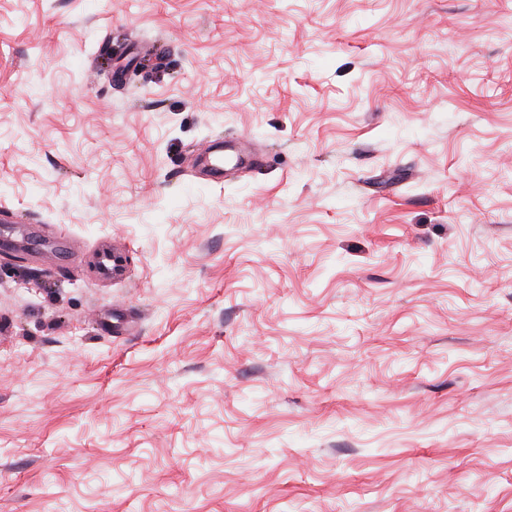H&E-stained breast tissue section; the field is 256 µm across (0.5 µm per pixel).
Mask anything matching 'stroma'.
Wrapping results in <instances>:
<instances>
[{
    "label": "stroma",
    "instance_id": "stroma-1",
    "mask_svg": "<svg viewBox=\"0 0 512 512\" xmlns=\"http://www.w3.org/2000/svg\"><path fill=\"white\" fill-rule=\"evenodd\" d=\"M1 206L0 512H512V0H0ZM17 226H5L0 229V246L4 249L25 248L33 252H57L66 246L64 238L49 241L37 234L35 224H27L23 219L15 217L13 221ZM95 262L100 275L109 281H124L127 278V271L120 256L102 244L98 246L95 254Z\"/></svg>",
    "mask_w": 512,
    "mask_h": 512
}]
</instances>
